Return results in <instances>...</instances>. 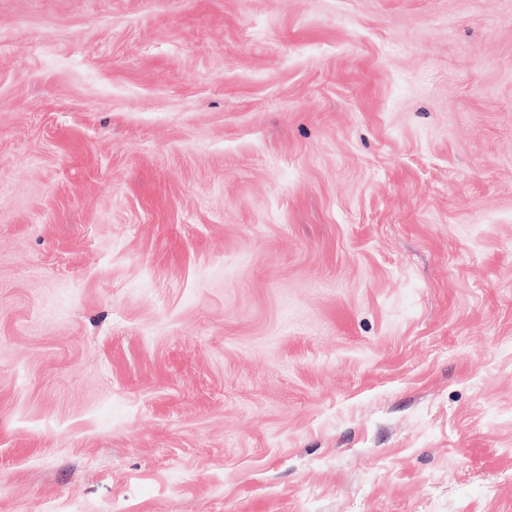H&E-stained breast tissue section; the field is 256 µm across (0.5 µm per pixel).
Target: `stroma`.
<instances>
[{
  "label": "stroma",
  "instance_id": "1",
  "mask_svg": "<svg viewBox=\"0 0 512 512\" xmlns=\"http://www.w3.org/2000/svg\"><path fill=\"white\" fill-rule=\"evenodd\" d=\"M0 512H512V0H0Z\"/></svg>",
  "mask_w": 512,
  "mask_h": 512
}]
</instances>
